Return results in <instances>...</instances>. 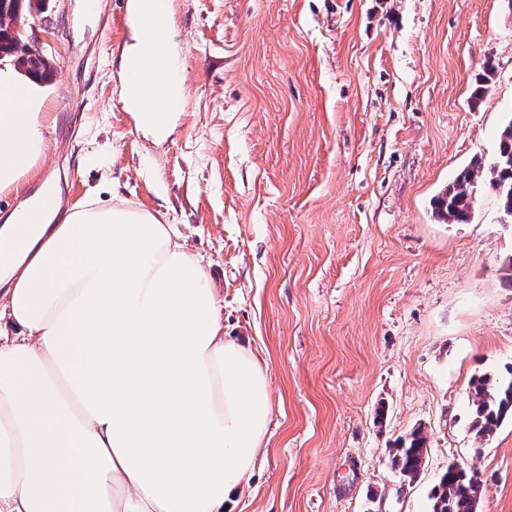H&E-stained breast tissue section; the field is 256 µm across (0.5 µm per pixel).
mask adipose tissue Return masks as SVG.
<instances>
[{
  "instance_id": "obj_1",
  "label": "adipose tissue",
  "mask_w": 512,
  "mask_h": 512,
  "mask_svg": "<svg viewBox=\"0 0 512 512\" xmlns=\"http://www.w3.org/2000/svg\"><path fill=\"white\" fill-rule=\"evenodd\" d=\"M122 67H165L166 0H133ZM48 96L0 63V193L45 156ZM0 225V512H224L271 415L267 365L224 334L199 260L147 210L98 198Z\"/></svg>"
}]
</instances>
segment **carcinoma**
<instances>
[{
    "label": "carcinoma",
    "instance_id": "carcinoma-1",
    "mask_svg": "<svg viewBox=\"0 0 512 512\" xmlns=\"http://www.w3.org/2000/svg\"><path fill=\"white\" fill-rule=\"evenodd\" d=\"M512 118L499 131L498 151L494 161L485 165L475 160L461 171L442 193L433 200L437 216L447 224L470 220L479 193L480 182L489 183L499 195L506 213L512 212ZM471 417L468 430L478 444L489 439L507 420H512V369L506 376L483 373L470 382ZM428 457L427 437L416 428L399 439L390 460L402 481L411 483L424 469ZM487 487L474 471L456 465L442 473L432 490V512H478Z\"/></svg>",
    "mask_w": 512,
    "mask_h": 512
}]
</instances>
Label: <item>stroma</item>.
Returning <instances> with one entry per match:
<instances>
[{
    "label": "stroma",
    "instance_id": "35a3bbf8",
    "mask_svg": "<svg viewBox=\"0 0 512 512\" xmlns=\"http://www.w3.org/2000/svg\"><path fill=\"white\" fill-rule=\"evenodd\" d=\"M48 0L41 183L173 225L224 333L268 365L266 444L225 512H430L448 464L512 512V422L475 443L469 383L512 365V218L431 200L512 119L506 0H169L186 101L165 132L122 100L130 0ZM495 73L471 101L485 61ZM428 437L419 477L395 440ZM428 457L427 437L422 428H416L399 439L390 460L403 482L411 483L424 469Z\"/></svg>",
    "mask_w": 512,
    "mask_h": 512
}]
</instances>
